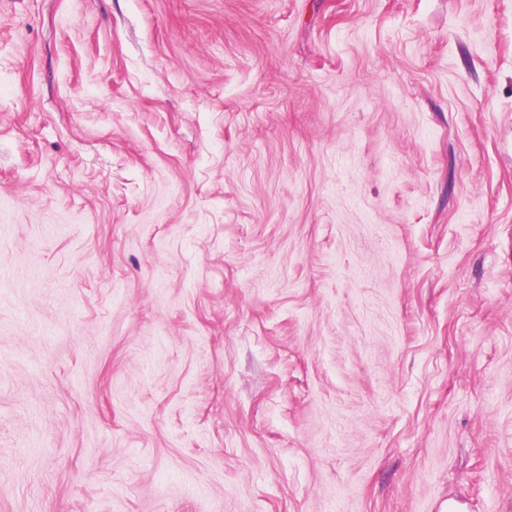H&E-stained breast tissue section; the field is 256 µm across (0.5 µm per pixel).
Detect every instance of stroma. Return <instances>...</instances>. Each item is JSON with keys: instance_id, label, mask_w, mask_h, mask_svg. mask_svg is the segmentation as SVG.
Returning a JSON list of instances; mask_svg holds the SVG:
<instances>
[{"instance_id": "35a3bbf8", "label": "stroma", "mask_w": 512, "mask_h": 512, "mask_svg": "<svg viewBox=\"0 0 512 512\" xmlns=\"http://www.w3.org/2000/svg\"><path fill=\"white\" fill-rule=\"evenodd\" d=\"M0 512H512V0H0Z\"/></svg>"}]
</instances>
